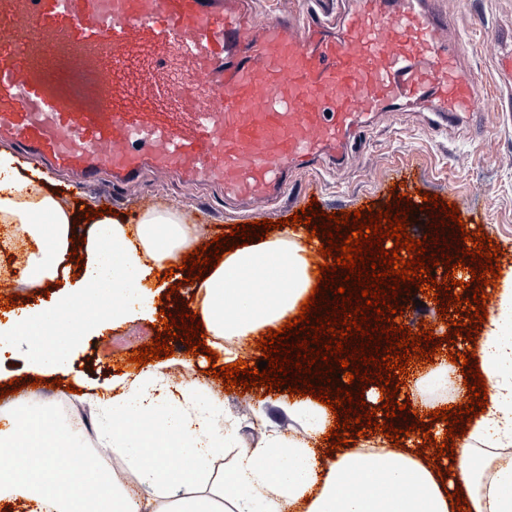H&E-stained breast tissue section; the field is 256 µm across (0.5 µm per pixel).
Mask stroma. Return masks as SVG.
Returning a JSON list of instances; mask_svg holds the SVG:
<instances>
[{
    "mask_svg": "<svg viewBox=\"0 0 512 512\" xmlns=\"http://www.w3.org/2000/svg\"><path fill=\"white\" fill-rule=\"evenodd\" d=\"M435 8L448 18V40L459 42L465 66L478 80L481 107L471 125L437 129L421 109L397 114L386 113L357 139L347 161L336 168L305 170L294 175L289 193L319 200L324 214L357 210L358 199H371L372 212L386 210L392 197L390 187L402 173L413 172L419 187L435 194L440 201L457 205L462 219L481 215L487 218L485 235L504 248L500 265H512V90L505 85L504 69L512 62V0H433ZM88 195L110 196L113 212L127 209L180 208L190 216L197 233L213 230L229 234L232 226L248 225L263 219L279 220L282 214L271 206H228L223 195L145 173L138 186L120 190L102 181L88 188ZM76 266H68L58 284L49 290L26 287L19 278H8L0 269V294L14 296L17 308L37 305L46 296L63 294L76 285ZM175 285V293H165L164 284ZM153 290V312L133 322L107 325L100 334L83 337L74 347L67 363L58 371L60 387L36 383L35 372L24 367L23 351L0 360V384L18 380L36 383L47 403H77L80 397L119 392L125 372L119 371L111 358V344L129 338L130 350L150 345L156 338V326L162 312H173L185 304L197 309L199 303L191 288L179 285L177 277H163L154 270L146 281ZM174 354L168 368L182 374L183 381L196 382L200 399L216 395L222 398L224 411L241 424L243 441L254 444L261 428L253 416L259 401L274 405L280 392L226 391L222 380L201 373L199 368L182 364L188 346L173 342Z\"/></svg>",
    "mask_w": 512,
    "mask_h": 512,
    "instance_id": "stroma-1",
    "label": "stroma"
}]
</instances>
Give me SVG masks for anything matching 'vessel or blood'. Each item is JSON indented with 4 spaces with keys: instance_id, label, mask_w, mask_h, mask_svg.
<instances>
[{
    "instance_id": "b4317fda",
    "label": "vessel or blood",
    "mask_w": 512,
    "mask_h": 512,
    "mask_svg": "<svg viewBox=\"0 0 512 512\" xmlns=\"http://www.w3.org/2000/svg\"><path fill=\"white\" fill-rule=\"evenodd\" d=\"M446 30L429 0H353L332 29L258 23L241 0H0V140L86 185L151 170L290 212L308 205L292 174L383 113L478 109ZM172 53L198 90L175 89Z\"/></svg>"
}]
</instances>
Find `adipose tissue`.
I'll return each mask as SVG.
<instances>
[{
  "instance_id": "obj_1",
  "label": "adipose tissue",
  "mask_w": 512,
  "mask_h": 512,
  "mask_svg": "<svg viewBox=\"0 0 512 512\" xmlns=\"http://www.w3.org/2000/svg\"><path fill=\"white\" fill-rule=\"evenodd\" d=\"M79 217L60 194L36 186L15 168L13 153L0 148V223L19 225L36 246L30 257V287L53 278L71 247ZM85 245L86 261L73 295L38 308H26L0 325V351L16 340L27 345L29 367L54 371L63 366L81 335L98 327L83 315L78 331L52 333L59 316L76 313L95 295L112 298V319L147 313L140 302L152 269L170 268L191 248L194 229L176 210L152 209L140 215L136 231L118 218L97 220ZM303 236L292 228L270 240L226 252L198 280L200 312L208 335L225 340L224 359L236 360L237 346L295 316L315 279L309 271ZM472 350L473 364L489 386L484 413L468 422L454 440L451 473L439 474L413 447L422 432L400 437V449L377 437L372 451L349 448L330 457L316 444L334 425L329 408L297 396L280 405L300 423L298 436L270 422L265 407L255 419L263 435L239 449L221 481L211 463L237 443L236 421L224 418L220 403L200 401L194 384L172 387L164 364L142 369L111 397L89 398L95 418L111 422L100 441L118 451L138 472V485L113 480L111 470L90 456L77 432L51 410L20 404L0 425V502L24 500L31 512H457L450 493L462 490L470 512H512V465L498 463L496 449L512 446V265L504 269L496 300ZM451 385V403L467 404L462 380H449L446 356H438L425 381L415 382L408 400L418 416L439 409L425 387ZM483 465H475L476 452Z\"/></svg>"
}]
</instances>
